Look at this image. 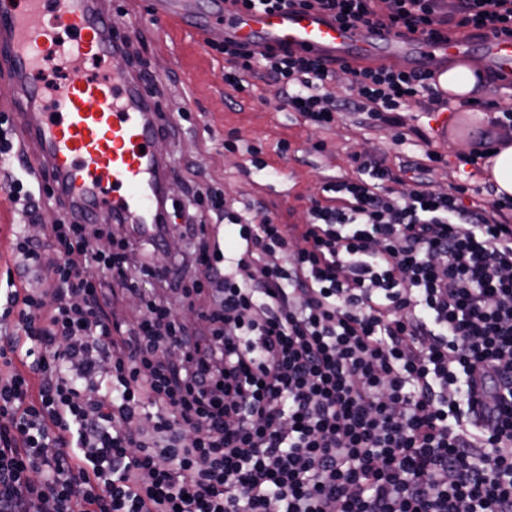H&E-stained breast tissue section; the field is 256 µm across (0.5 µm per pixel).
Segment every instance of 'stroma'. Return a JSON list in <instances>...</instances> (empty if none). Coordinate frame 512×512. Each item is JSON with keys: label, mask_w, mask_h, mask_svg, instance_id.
Segmentation results:
<instances>
[{"label": "stroma", "mask_w": 512, "mask_h": 512, "mask_svg": "<svg viewBox=\"0 0 512 512\" xmlns=\"http://www.w3.org/2000/svg\"><path fill=\"white\" fill-rule=\"evenodd\" d=\"M151 2L111 0L127 9L129 20L139 23L134 52L157 67L167 111H191L190 123L176 126L163 140L165 158L174 169L201 173L238 200L259 199L284 224L302 222L307 197L320 194L325 182L354 175L351 156L364 150L384 156L394 170L424 161L425 151L436 152L439 160L432 163L430 175L433 189L464 183L475 189L476 200L494 199L495 190L484 180L481 165L463 162L472 150L465 133L473 116L453 108L441 114L410 107L404 114L406 137L400 142L394 141L392 130L359 125L346 113L333 129L313 131L297 113L280 108V91L272 81L254 79L248 91L226 98L223 56L212 52L201 36L175 25L158 36L150 24ZM444 118L458 126L445 141L437 130ZM233 131L244 147L229 152L224 140ZM282 139L289 143L284 155L276 151ZM320 139L327 147L318 153L312 145ZM250 145L261 148L267 168L252 167L246 151Z\"/></svg>", "instance_id": "obj_1"}]
</instances>
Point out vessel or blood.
Returning a JSON list of instances; mask_svg holds the SVG:
<instances>
[{
	"label": "vessel or blood",
	"instance_id": "vessel-or-blood-1",
	"mask_svg": "<svg viewBox=\"0 0 512 512\" xmlns=\"http://www.w3.org/2000/svg\"><path fill=\"white\" fill-rule=\"evenodd\" d=\"M158 32L170 23L254 51L291 48L329 60L370 66L389 60L431 78L481 44L489 64L512 70V40L476 33L444 39L354 29L312 10L275 13L227 9L195 16L190 0H153ZM134 36L102 0H0V72L11 95L24 150L37 178L54 183L71 220L153 224L167 165L152 149L163 110L122 57Z\"/></svg>",
	"mask_w": 512,
	"mask_h": 512
}]
</instances>
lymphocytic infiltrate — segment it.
Listing matches in <instances>:
<instances>
[{"label":"lymphocytic infiltrate","instance_id":"lymphocytic-infiltrate-1","mask_svg":"<svg viewBox=\"0 0 512 512\" xmlns=\"http://www.w3.org/2000/svg\"><path fill=\"white\" fill-rule=\"evenodd\" d=\"M228 2L512 38V0ZM209 47L225 86L270 79L319 130L346 110L396 130L411 105L448 106L415 71ZM15 153L1 112L0 188L26 221L0 306V512H512V198L434 190L431 151L394 189L363 151L300 224L191 182L182 223L61 218L39 241L27 226L53 192ZM173 234L189 250L153 276ZM163 287L204 300L203 328ZM120 293L140 298L130 316L109 312Z\"/></svg>","mask_w":512,"mask_h":512}]
</instances>
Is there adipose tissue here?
<instances>
[{
  "label": "adipose tissue",
  "mask_w": 512,
  "mask_h": 512,
  "mask_svg": "<svg viewBox=\"0 0 512 512\" xmlns=\"http://www.w3.org/2000/svg\"><path fill=\"white\" fill-rule=\"evenodd\" d=\"M440 84L449 97L458 101L488 99L497 94L512 92L511 82L472 59L449 63L447 72L440 78Z\"/></svg>",
  "instance_id": "ef3b65f1"
}]
</instances>
